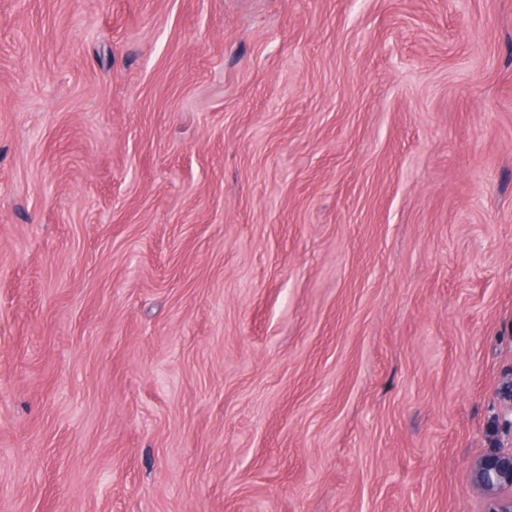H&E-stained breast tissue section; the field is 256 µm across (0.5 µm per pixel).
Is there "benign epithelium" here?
Masks as SVG:
<instances>
[{
  "mask_svg": "<svg viewBox=\"0 0 512 512\" xmlns=\"http://www.w3.org/2000/svg\"><path fill=\"white\" fill-rule=\"evenodd\" d=\"M498 401L512 424V367L499 383ZM470 487L484 500V512H512V443L475 460L469 467Z\"/></svg>",
  "mask_w": 512,
  "mask_h": 512,
  "instance_id": "7a95c632",
  "label": "benign epithelium"
}]
</instances>
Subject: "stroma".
Returning <instances> with one entry per match:
<instances>
[{
  "label": "stroma",
  "instance_id": "obj_1",
  "mask_svg": "<svg viewBox=\"0 0 512 512\" xmlns=\"http://www.w3.org/2000/svg\"><path fill=\"white\" fill-rule=\"evenodd\" d=\"M511 363L512 0H0V512H482Z\"/></svg>",
  "mask_w": 512,
  "mask_h": 512
}]
</instances>
